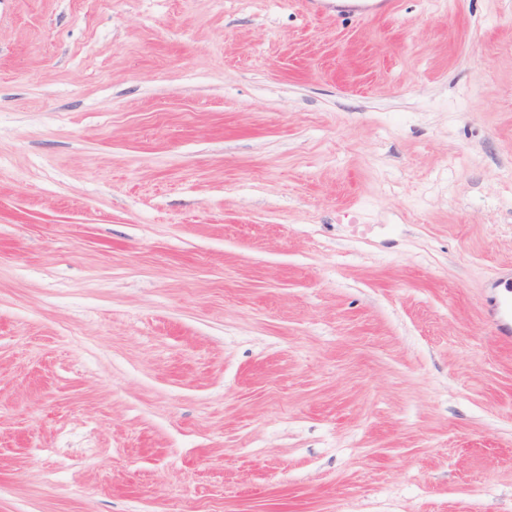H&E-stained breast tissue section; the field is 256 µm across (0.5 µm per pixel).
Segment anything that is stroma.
<instances>
[{"instance_id": "obj_1", "label": "stroma", "mask_w": 512, "mask_h": 512, "mask_svg": "<svg viewBox=\"0 0 512 512\" xmlns=\"http://www.w3.org/2000/svg\"><path fill=\"white\" fill-rule=\"evenodd\" d=\"M512 0H0V512H512Z\"/></svg>"}]
</instances>
